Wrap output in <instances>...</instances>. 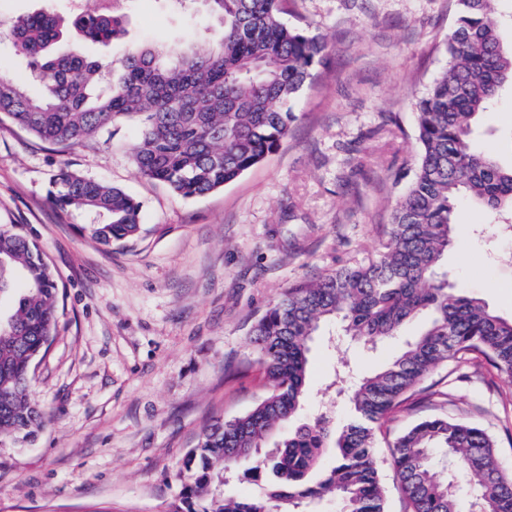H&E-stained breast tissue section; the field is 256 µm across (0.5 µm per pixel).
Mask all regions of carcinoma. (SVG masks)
Segmentation results:
<instances>
[{
  "mask_svg": "<svg viewBox=\"0 0 512 512\" xmlns=\"http://www.w3.org/2000/svg\"><path fill=\"white\" fill-rule=\"evenodd\" d=\"M287 0H209L220 35L206 48L137 45L121 70L83 53L59 52L71 33L106 45L126 35L121 15L99 7L70 20L51 8L8 19L10 36L43 88L26 93L0 77V116L51 144L76 146L122 117H141L132 160L143 177L185 198L236 181L275 152L291 132L293 101L327 55V43L284 20ZM501 0H454L444 43L447 65L415 102L414 177L397 204L378 259L285 291L249 336L266 395L242 416L203 426L179 470L168 512H316L327 494L337 512H387L377 430L403 397L450 359L482 361L512 377V318L448 286L443 256L453 243L458 202L468 198L508 223L512 163L473 138L478 116L512 87V43L496 21ZM49 201L63 211L104 216L79 226L102 245L134 238L141 203L124 190L63 170ZM20 289L0 326V440L27 441L46 425L31 397L33 366L57 325L58 288L38 244L0 229V293ZM427 314L407 348L359 381L341 428L327 416L298 419L308 394L313 336L337 320L351 339L375 344ZM327 448L331 468L320 471ZM448 460V474L433 454ZM250 460L268 490L224 496V476ZM389 467L406 512H512V476L481 428L428 417L392 444Z\"/></svg>",
  "mask_w": 512,
  "mask_h": 512,
  "instance_id": "1",
  "label": "carcinoma"
}]
</instances>
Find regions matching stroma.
<instances>
[{"label":"stroma","mask_w":512,"mask_h":512,"mask_svg":"<svg viewBox=\"0 0 512 512\" xmlns=\"http://www.w3.org/2000/svg\"><path fill=\"white\" fill-rule=\"evenodd\" d=\"M288 23L328 45L294 103L292 132L234 183L186 199L142 177L131 147L139 118L74 147L0 123V226L37 241L57 273L58 325L32 394L48 416L33 440L0 442V512H166L187 448L208 421L240 416L267 388L249 330L294 284L380 254L414 174V101L445 67L453 0H289ZM120 64L137 44L205 45L216 27L193 0H130ZM482 149L512 159V92L481 114ZM68 169L141 201L138 237L106 247L83 216L47 199ZM444 258L457 287L512 317V234L470 203ZM416 326L376 345L337 326L316 339L302 414L343 422L334 381H356L405 347ZM512 378L488 366L439 365L381 430L378 455L429 415L490 435L512 474Z\"/></svg>","instance_id":"stroma-1"}]
</instances>
